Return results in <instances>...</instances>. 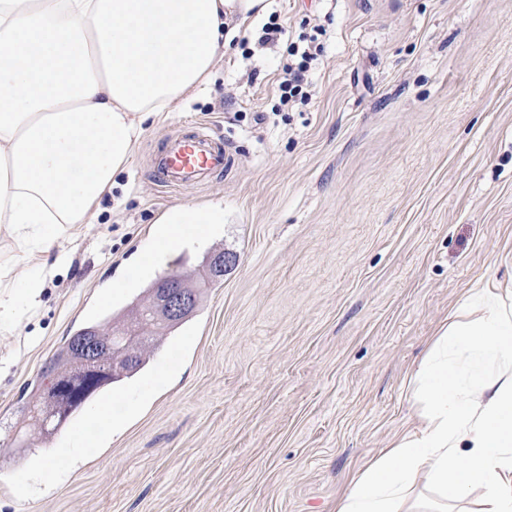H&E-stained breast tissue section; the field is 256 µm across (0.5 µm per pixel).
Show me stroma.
<instances>
[{
    "label": "stroma",
    "mask_w": 512,
    "mask_h": 512,
    "mask_svg": "<svg viewBox=\"0 0 512 512\" xmlns=\"http://www.w3.org/2000/svg\"><path fill=\"white\" fill-rule=\"evenodd\" d=\"M287 37L256 48L270 16ZM203 90L145 124L129 166L77 240L25 252L0 224V295L42 280L39 304L0 313V512H335L417 424L407 380L473 288L512 289V0H260L234 18ZM323 30L312 96L280 106L287 47ZM207 125L233 165L194 190L157 186L152 160ZM224 221L138 284L153 222L186 203ZM236 262L115 383L112 437L66 472L75 412L53 447H19L40 371L83 327L148 282ZM417 479L415 512H479Z\"/></svg>",
    "instance_id": "35a3bbf8"
}]
</instances>
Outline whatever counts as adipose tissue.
Segmentation results:
<instances>
[{
	"mask_svg": "<svg viewBox=\"0 0 512 512\" xmlns=\"http://www.w3.org/2000/svg\"><path fill=\"white\" fill-rule=\"evenodd\" d=\"M256 0H0V224L19 248L48 227L77 236L126 168L147 120L203 88L224 29ZM220 224V206L185 204L160 218ZM481 315L461 304L410 383L415 431L353 482L336 512H402L417 476L441 500L485 492L483 512H512V299L486 288Z\"/></svg>",
	"mask_w": 512,
	"mask_h": 512,
	"instance_id": "adipose-tissue-1",
	"label": "adipose tissue"
}]
</instances>
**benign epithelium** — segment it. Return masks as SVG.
Listing matches in <instances>:
<instances>
[{
    "label": "benign epithelium",
    "mask_w": 512,
    "mask_h": 512,
    "mask_svg": "<svg viewBox=\"0 0 512 512\" xmlns=\"http://www.w3.org/2000/svg\"><path fill=\"white\" fill-rule=\"evenodd\" d=\"M231 262V257L222 252L211 254L207 258L205 276L223 274L224 267ZM194 305L195 298L186 289L183 279H161L153 287L150 315L155 322L173 321L188 315ZM112 335L142 339L146 336V328L140 323L129 321L113 329ZM74 348L80 359L75 372L63 378L47 368L42 369L44 399L41 405L32 410V420L39 421L45 416L65 418L85 390L104 383L122 365L123 356L118 353L112 356L101 355L102 347L95 338L78 340Z\"/></svg>",
    "instance_id": "benign-epithelium-1"
}]
</instances>
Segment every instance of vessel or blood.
Listing matches in <instances>:
<instances>
[{
    "label": "vessel or blood",
    "instance_id": "vessel-or-blood-1",
    "mask_svg": "<svg viewBox=\"0 0 512 512\" xmlns=\"http://www.w3.org/2000/svg\"><path fill=\"white\" fill-rule=\"evenodd\" d=\"M231 164L223 135L198 130L163 147L155 160L154 175L161 185L189 190Z\"/></svg>",
    "mask_w": 512,
    "mask_h": 512
}]
</instances>
